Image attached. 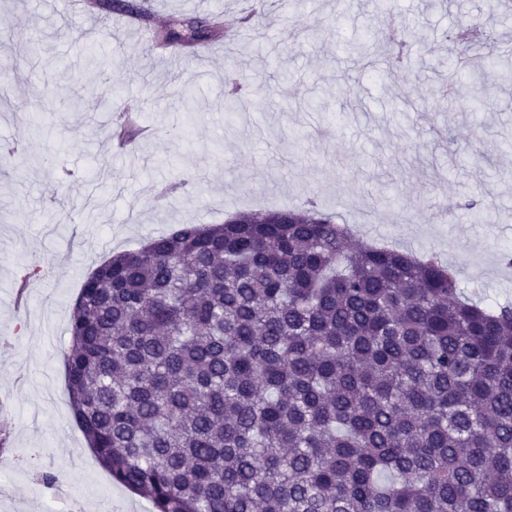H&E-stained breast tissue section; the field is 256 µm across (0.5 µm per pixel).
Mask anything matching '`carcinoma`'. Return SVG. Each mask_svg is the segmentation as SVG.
<instances>
[{
  "instance_id": "cac0c4a2",
  "label": "carcinoma",
  "mask_w": 512,
  "mask_h": 512,
  "mask_svg": "<svg viewBox=\"0 0 512 512\" xmlns=\"http://www.w3.org/2000/svg\"><path fill=\"white\" fill-rule=\"evenodd\" d=\"M69 333L73 417L154 512H512V305L313 203L109 257Z\"/></svg>"
}]
</instances>
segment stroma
I'll use <instances>...</instances> for the list:
<instances>
[{
  "label": "stroma",
  "instance_id": "1",
  "mask_svg": "<svg viewBox=\"0 0 512 512\" xmlns=\"http://www.w3.org/2000/svg\"><path fill=\"white\" fill-rule=\"evenodd\" d=\"M378 0H305L263 18L247 47L214 42L204 76L173 45L156 57L148 26L235 12L233 0H112L94 25L60 0H0L11 29L0 51V512H153L113 483L69 405L68 323L84 279L112 254L183 224H220L250 210L315 202L358 239L436 252L465 291L512 302V83L463 81L447 101L454 31L479 19L512 39L497 0H392L399 41L367 37ZM405 49L406 67L386 61ZM269 87L265 106L227 119L225 80ZM288 81H280V74ZM121 88L98 111L71 109L84 88ZM195 110L173 109L183 86ZM137 110L152 135L117 156L106 128ZM485 209L477 222L469 201ZM40 265L42 277L28 275Z\"/></svg>",
  "mask_w": 512,
  "mask_h": 512
}]
</instances>
